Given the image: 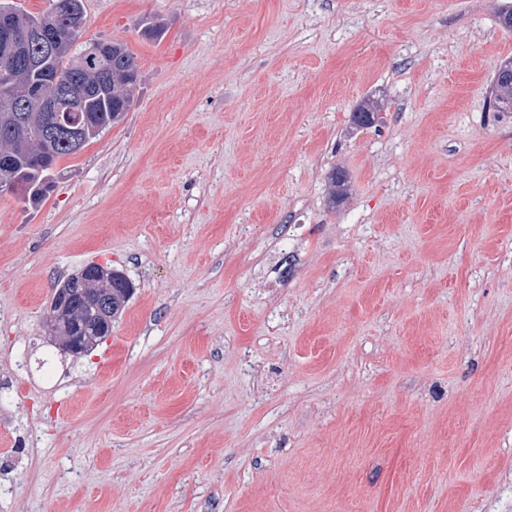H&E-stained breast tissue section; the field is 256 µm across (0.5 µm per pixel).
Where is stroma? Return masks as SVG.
Masks as SVG:
<instances>
[{"label":"stroma","mask_w":512,"mask_h":512,"mask_svg":"<svg viewBox=\"0 0 512 512\" xmlns=\"http://www.w3.org/2000/svg\"><path fill=\"white\" fill-rule=\"evenodd\" d=\"M506 5L84 0L140 83L0 194V512H512ZM90 262L136 290L64 355ZM493 108L497 112H512V63L500 66L494 77Z\"/></svg>","instance_id":"1"}]
</instances>
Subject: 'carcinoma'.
<instances>
[{
    "instance_id": "cac0c4a2",
    "label": "carcinoma",
    "mask_w": 512,
    "mask_h": 512,
    "mask_svg": "<svg viewBox=\"0 0 512 512\" xmlns=\"http://www.w3.org/2000/svg\"><path fill=\"white\" fill-rule=\"evenodd\" d=\"M7 27L15 41L27 38L29 30L48 26L56 31L55 54L47 73L36 74L20 63L9 45L0 40V157L10 161L14 180L12 193L28 201L43 199L50 188V172L57 161L77 153L104 130L123 120L134 103L139 68L126 45L114 42L107 54L89 60L79 42L85 26L84 0H50L49 8L32 13L14 0H0V28ZM62 71L69 77V93L74 110L69 121L82 128L81 140L58 139L41 151L44 135L55 113L43 111V101L56 97L51 74ZM493 108L512 112V63L500 66L494 77ZM377 104L369 100L353 113V124L366 127L374 123ZM95 265L81 278L67 276L54 285L66 297L65 309L51 319L55 335L75 334L85 327L92 341L102 335L101 308L114 318L125 308L134 291L132 282L119 271H112L108 288L99 292Z\"/></svg>"
}]
</instances>
